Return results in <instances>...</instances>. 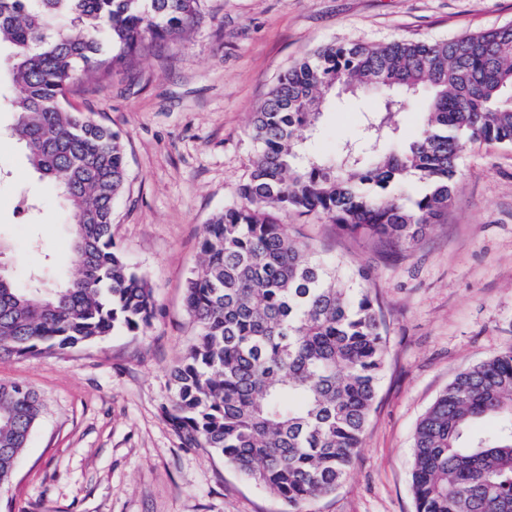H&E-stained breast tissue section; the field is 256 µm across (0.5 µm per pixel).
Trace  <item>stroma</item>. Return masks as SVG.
Returning a JSON list of instances; mask_svg holds the SVG:
<instances>
[{
	"label": "stroma",
	"instance_id": "35a3bbf8",
	"mask_svg": "<svg viewBox=\"0 0 512 512\" xmlns=\"http://www.w3.org/2000/svg\"><path fill=\"white\" fill-rule=\"evenodd\" d=\"M181 42L146 49L70 106L117 131L128 185L112 241L142 271L155 313L52 355L0 358V381L33 388L44 409L0 512H284L207 448L182 447L165 409L170 371L191 341L184 286L211 217L236 200L254 155L253 112L281 73L320 46L448 39L512 22V0H204ZM373 98L337 99L312 142L334 154ZM0 115V237L10 270L46 281L75 271L59 198L38 183ZM446 215L411 247H384L324 219L283 221L325 258L369 270L387 327L386 366L351 471L307 512H416V426L455 376L512 351V147L464 144ZM38 195V220L20 214Z\"/></svg>",
	"mask_w": 512,
	"mask_h": 512
}]
</instances>
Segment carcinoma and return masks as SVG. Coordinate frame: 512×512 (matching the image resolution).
I'll return each mask as SVG.
<instances>
[{"label":"carcinoma","mask_w":512,"mask_h":512,"mask_svg":"<svg viewBox=\"0 0 512 512\" xmlns=\"http://www.w3.org/2000/svg\"><path fill=\"white\" fill-rule=\"evenodd\" d=\"M200 0H0V112L29 168L64 204L75 273L45 286L0 269V355L90 344L153 316L146 276L112 242L123 143L70 108L83 82L149 46L185 38ZM380 100L360 137L304 147L331 92ZM420 113L406 140L395 121ZM254 159L238 201L215 214L185 288L194 338L171 370L167 416L286 512L344 482L383 373L386 329L366 274L316 254L279 215H322L383 245H414L448 209L463 141L512 146V23L436 41L329 44L280 76L253 113ZM43 411L0 381V488ZM416 512H512V351L459 373L414 436Z\"/></svg>","instance_id":"1"}]
</instances>
